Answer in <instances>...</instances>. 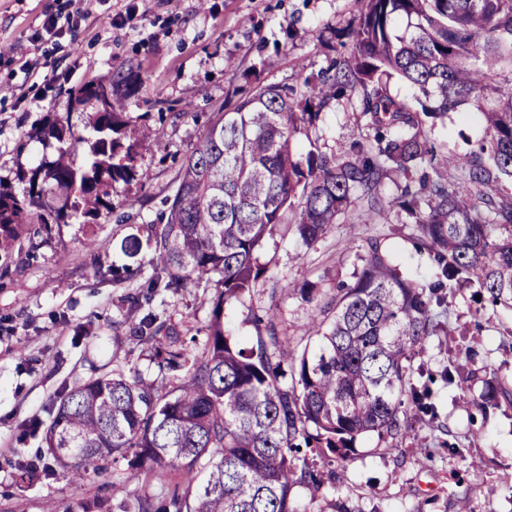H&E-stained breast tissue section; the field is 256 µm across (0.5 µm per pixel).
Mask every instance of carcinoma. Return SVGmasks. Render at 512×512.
<instances>
[{"label":"carcinoma","instance_id":"cac0c4a2","mask_svg":"<svg viewBox=\"0 0 512 512\" xmlns=\"http://www.w3.org/2000/svg\"><path fill=\"white\" fill-rule=\"evenodd\" d=\"M397 18L407 31L393 30ZM512 66V0H364L350 59L305 82L319 105L349 90L362 92V113L374 130L368 146L340 157L309 153L293 158L300 124L315 114L295 110L293 90L268 84L211 120L185 157L165 222L150 225L153 274L140 309L155 288L178 290L215 275L223 291L214 301L209 336L186 376L168 387L139 376L107 375L67 391L44 433L45 448L73 482L112 458L137 475H182L158 506L148 497L137 512H298L296 488L320 489L344 473L317 468L312 455L346 456L367 432L402 436L411 428L404 400L416 414L437 420L427 385L410 382L412 358L425 352L441 328L442 284L425 287L403 277L376 241H369L356 281L332 298L307 326L317 348L283 345L274 315L256 347L237 345L224 332V305L238 300L262 270L254 253L264 237L293 214L292 227L308 245L337 222L353 193L366 198L373 223L386 221L374 190L387 170L434 171L406 185L400 208L435 253L442 277L474 288L492 304L512 308V79L490 87L503 63ZM398 74L417 91L419 105L454 110L474 97L489 138L453 159L421 134L419 111L391 98L383 78ZM112 71L110 101L93 115L91 134L73 137L53 123L44 136L58 158L32 169L23 197L0 191V244L19 237L29 222L51 231L72 213L96 219L112 213L103 189L129 181L137 138L127 133L119 91L129 86ZM390 127L402 134L386 136ZM84 144L88 169L69 162ZM291 376V386L281 378Z\"/></svg>","mask_w":512,"mask_h":512}]
</instances>
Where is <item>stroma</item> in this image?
<instances>
[{
  "instance_id": "obj_1",
  "label": "stroma",
  "mask_w": 512,
  "mask_h": 512,
  "mask_svg": "<svg viewBox=\"0 0 512 512\" xmlns=\"http://www.w3.org/2000/svg\"><path fill=\"white\" fill-rule=\"evenodd\" d=\"M359 0H0V190L23 196L38 163L54 161L57 143L44 128L59 123L88 136L98 105L75 103L86 82L127 71L137 90L127 96L129 128L159 129L137 148V179L117 180L108 191L113 210L88 222L76 215L40 233H27L0 249V512H78L103 503L106 512H134L137 501L167 498L177 473L156 479L131 476L126 461L108 463L80 483L71 482L50 454L40 430L60 395L89 379L120 372L174 385L182 373L157 357V344L185 356L208 339L216 285L156 289L149 304L131 298L153 273L151 250L128 256L121 244L146 237L177 186L185 156L202 140L217 112L232 110L254 87L285 85L296 105L305 81L352 53ZM55 18V32L44 29ZM361 92L344 93L302 124L293 140L296 159L315 151L340 156L369 144L373 131L361 112ZM423 132L437 152L474 150L487 136L477 101L425 116ZM419 172L386 173L376 188L388 221L373 224L362 200H353L315 244L295 231L274 230L255 251L261 277L250 292L224 307V329L251 347L267 311L275 332L292 348L306 343L304 326L338 288L353 284L361 256L375 238L403 276L422 285L439 279L433 254L417 239L400 209L401 192ZM162 330L157 340L136 336L142 314ZM464 374L461 386L441 378L447 358ZM412 374L427 382L438 421L419 420L407 437L369 432L357 437L344 462L342 483L318 491L298 489L301 502L347 498L363 512H512V398L485 407L474 400L499 385L512 389V310L453 289L442 328ZM461 448L450 454L447 443ZM432 458L421 462L422 451ZM40 458L44 469L19 482L21 462Z\"/></svg>"
}]
</instances>
